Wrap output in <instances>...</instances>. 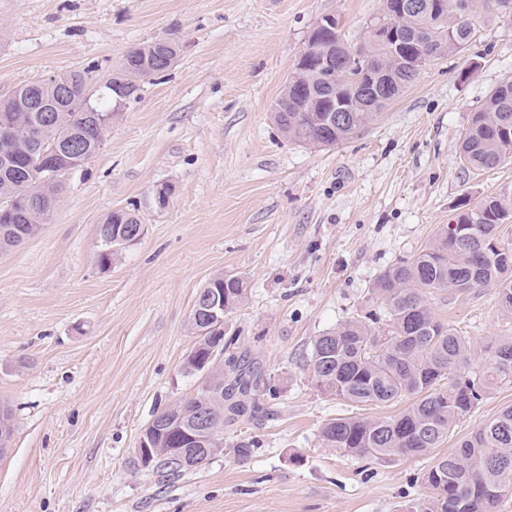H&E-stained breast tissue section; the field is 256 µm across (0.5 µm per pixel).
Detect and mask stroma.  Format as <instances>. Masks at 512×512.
Returning a JSON list of instances; mask_svg holds the SVG:
<instances>
[{
	"instance_id": "35a3bbf8",
	"label": "stroma",
	"mask_w": 512,
	"mask_h": 512,
	"mask_svg": "<svg viewBox=\"0 0 512 512\" xmlns=\"http://www.w3.org/2000/svg\"><path fill=\"white\" fill-rule=\"evenodd\" d=\"M381 0H0V95L70 71L109 78L135 46L168 39L175 64L145 78L102 149L64 178L40 232L0 254V402L15 430L0 456V512H420L429 457L344 455L319 441L334 417H389L322 393L311 342L369 310L382 270L410 259L466 201L512 192V156L470 173L459 143L512 77V9L489 5L457 55L423 66L378 121L333 147L292 143L272 108L314 24L362 40ZM169 189L166 206L155 195ZM136 210L143 234L100 268L98 226ZM238 273L226 353L279 388L261 417L224 427V451L173 476L133 465L154 415L192 395L183 374L197 292ZM432 305L487 364L512 339L486 288ZM255 440L252 455L233 448Z\"/></svg>"
}]
</instances>
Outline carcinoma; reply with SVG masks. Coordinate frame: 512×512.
I'll return each instance as SVG.
<instances>
[{"label": "carcinoma", "instance_id": "carcinoma-1", "mask_svg": "<svg viewBox=\"0 0 512 512\" xmlns=\"http://www.w3.org/2000/svg\"><path fill=\"white\" fill-rule=\"evenodd\" d=\"M424 13L401 17L400 36L395 41L367 43L353 58L361 70L376 81V95L363 108L346 77L356 74L347 65L336 66V92L323 86L322 68L313 54L299 58L275 105L288 99V122L280 132L291 142L334 146L373 124L380 110L392 98L383 91L386 81L403 89L418 76L427 62L458 54L473 37V18L486 0H427ZM324 27L317 39L332 43L341 36L339 19L321 18ZM178 51L167 41L131 49L126 57L136 65L147 61V76L168 70L157 61L166 52ZM71 91L66 100L55 101L51 80H36L21 85L24 94L37 100L41 108L55 115V125L47 130L54 138L71 134L79 150L95 156L106 128L100 115L116 105L105 92L87 103L84 92L91 87L90 71H70ZM313 90L323 96L321 112L303 107V96ZM349 107L348 119L334 129L323 125L326 112ZM29 117L37 112L27 113ZM25 116V117H27ZM25 117L16 107L0 106V122L16 126L13 166L0 165V195L15 198L14 208L0 212V252L10 251L36 236L47 214L58 205L64 190V175L53 186L37 184L33 169L34 147L30 145ZM460 151L473 170L494 168L512 153V78L500 82L482 107L472 114L460 143ZM512 216V196L502 193L485 196L455 214L434 238L412 259L381 271L369 288L370 299L380 312H368L315 337L310 349V372L317 388L339 400L365 405H385L403 397L413 402L393 417H336L319 430L327 448L357 458L394 460L409 456H429L431 465L422 483L429 498L422 512H498L500 504L512 496V404L479 425L469 436L457 441L448 451L456 424L470 414L483 397L499 385L512 384V341L491 344L492 356L486 369L468 373L472 342L459 335L449 323L440 320L429 304L435 293L464 295L494 288L499 311L512 317V246L500 239V227ZM141 226L136 211L127 209L116 217L108 215L99 225L101 240L112 236L118 227ZM206 287L224 291V308L231 313L247 299L244 278L234 273L214 276ZM220 329L210 322V331L198 334L195 346L186 357L183 370L192 375L195 360L204 357ZM229 381L217 374L205 391L165 408L166 424L159 447L167 448L170 437L178 442L177 455L191 460L190 468L209 457L215 448L224 447V422L262 409L255 394L260 378L244 369L239 359L227 362ZM211 419V431L202 439H190L181 429L192 427L196 416ZM151 467L172 474L186 466L169 458L153 461Z\"/></svg>", "mask_w": 512, "mask_h": 512}]
</instances>
